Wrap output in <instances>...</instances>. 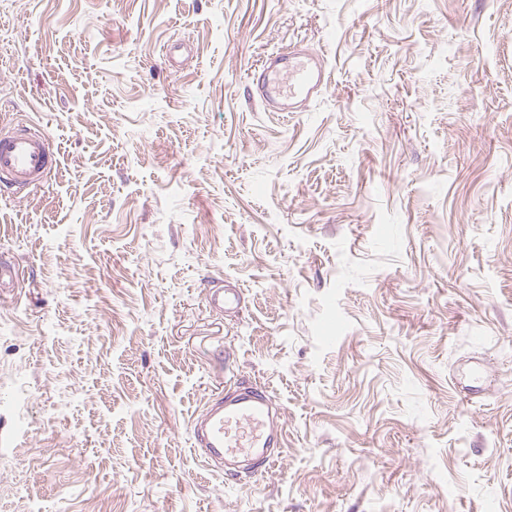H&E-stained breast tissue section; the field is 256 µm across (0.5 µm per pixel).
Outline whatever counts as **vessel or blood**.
<instances>
[{
    "label": "vessel or blood",
    "mask_w": 512,
    "mask_h": 512,
    "mask_svg": "<svg viewBox=\"0 0 512 512\" xmlns=\"http://www.w3.org/2000/svg\"><path fill=\"white\" fill-rule=\"evenodd\" d=\"M327 84L322 55L292 47L267 57L254 85V94L271 112H299ZM57 165L50 138L33 124L0 128V189L17 196L42 185ZM243 296L233 285L210 291L215 309L233 313ZM196 452L215 462L271 465L283 445L282 415L271 405L267 391L239 384L231 392L215 394L191 424Z\"/></svg>",
    "instance_id": "obj_1"
}]
</instances>
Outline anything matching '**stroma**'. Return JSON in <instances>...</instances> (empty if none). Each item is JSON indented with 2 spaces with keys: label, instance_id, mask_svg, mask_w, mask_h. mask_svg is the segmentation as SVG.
I'll return each mask as SVG.
<instances>
[{
  "label": "stroma",
  "instance_id": "stroma-1",
  "mask_svg": "<svg viewBox=\"0 0 512 512\" xmlns=\"http://www.w3.org/2000/svg\"><path fill=\"white\" fill-rule=\"evenodd\" d=\"M14 121L59 163L0 194V512H512V0H0ZM236 380L284 445L227 476ZM326 84L323 56L292 47L267 57L253 93L269 112H301ZM242 301L243 296L241 289L234 285H226L225 288L223 285L221 287L211 288L210 290V304L221 312H236ZM195 451L215 462H248L254 471L270 466L283 446L282 415L267 391L240 383L231 392L211 396L203 413L194 417Z\"/></svg>",
  "mask_w": 512,
  "mask_h": 512
}]
</instances>
